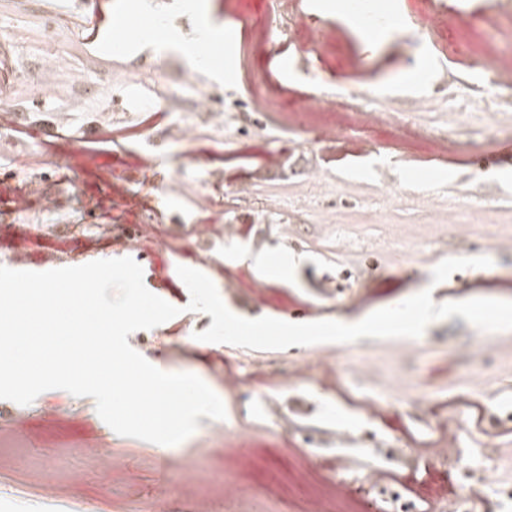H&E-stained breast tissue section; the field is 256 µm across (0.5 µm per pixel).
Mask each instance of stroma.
Instances as JSON below:
<instances>
[{
    "instance_id": "stroma-1",
    "label": "stroma",
    "mask_w": 512,
    "mask_h": 512,
    "mask_svg": "<svg viewBox=\"0 0 512 512\" xmlns=\"http://www.w3.org/2000/svg\"><path fill=\"white\" fill-rule=\"evenodd\" d=\"M466 3L464 21L455 18ZM491 0H363L399 20L372 39L336 19L353 0H0V97L16 125L0 129V226L10 238L0 265L28 253L26 270L133 258L146 288L180 313L128 342L153 339L165 372H190L223 401L227 417L202 416L196 432L166 448L116 434L91 397L53 389L0 416V512H183L201 500L229 512L234 482L259 512H288L303 453L349 449L370 460L367 430L395 435L412 453L392 466L424 490L426 451L458 443L447 487L480 448L512 454V331L483 332L461 316L431 322L417 339L362 338L279 350L195 340L212 323L188 311L178 266L205 273L227 308L248 319L337 320L399 304L431 289L435 303L512 300V90L478 80L480 62L512 71L500 54ZM128 14L120 46L102 34ZM162 19L181 51L156 52L140 28ZM236 35L232 54L225 34ZM57 54L51 86L41 73ZM193 76L179 79L185 49ZM166 61V89L148 78ZM210 96L214 109L198 104ZM207 193L208 208L195 197ZM25 209H16V197ZM486 256L433 284L443 259ZM321 362L309 386L290 381L301 360ZM245 385L230 392L228 382ZM379 400L362 413L366 395ZM437 408L450 420L424 421ZM54 485L51 497L11 487Z\"/></svg>"
}]
</instances>
